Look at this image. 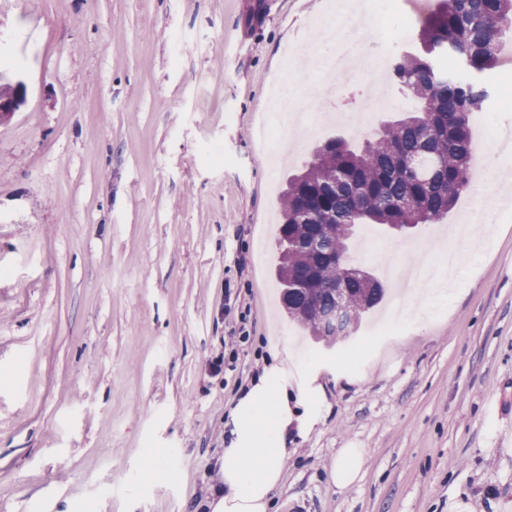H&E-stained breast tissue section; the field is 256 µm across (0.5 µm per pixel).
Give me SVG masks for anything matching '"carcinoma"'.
Instances as JSON below:
<instances>
[{"label":"carcinoma","instance_id":"obj_1","mask_svg":"<svg viewBox=\"0 0 512 512\" xmlns=\"http://www.w3.org/2000/svg\"><path fill=\"white\" fill-rule=\"evenodd\" d=\"M512 27V0H440L420 27L421 51L396 56L390 76L421 105L353 148L342 137L316 147L288 179L276 278L288 317L319 341L350 335L382 300L381 283L354 266L349 240L362 224H437L470 187L469 117L491 95L484 75ZM318 237L322 250L307 247ZM347 297L338 312L336 288ZM337 316L335 324L319 318Z\"/></svg>","mask_w":512,"mask_h":512}]
</instances>
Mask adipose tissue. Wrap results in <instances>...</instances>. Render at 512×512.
<instances>
[{"mask_svg": "<svg viewBox=\"0 0 512 512\" xmlns=\"http://www.w3.org/2000/svg\"><path fill=\"white\" fill-rule=\"evenodd\" d=\"M286 339L269 341L262 373L227 411L231 439L216 467L217 484L204 500L207 512H272L291 454L288 430L309 433L325 409L324 379L360 382L346 360L293 370Z\"/></svg>", "mask_w": 512, "mask_h": 512, "instance_id": "adipose-tissue-1", "label": "adipose tissue"}]
</instances>
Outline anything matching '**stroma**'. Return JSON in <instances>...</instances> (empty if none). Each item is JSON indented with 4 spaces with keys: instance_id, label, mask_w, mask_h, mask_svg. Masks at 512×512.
<instances>
[{
    "instance_id": "obj_1",
    "label": "stroma",
    "mask_w": 512,
    "mask_h": 512,
    "mask_svg": "<svg viewBox=\"0 0 512 512\" xmlns=\"http://www.w3.org/2000/svg\"><path fill=\"white\" fill-rule=\"evenodd\" d=\"M335 0H0V80L25 98L0 120V512H202L224 416L259 376L270 337L298 361L355 355L360 384L290 437L276 512H512V206L448 308L414 300L403 339L381 326L402 290L390 262L447 256L440 224L361 227L355 266L385 289L356 332L314 340L275 277L289 173L328 138L364 141L416 103L366 67L344 123L297 96L274 149L255 142L272 81L332 84L295 62ZM371 52L420 47L437 0H376ZM402 101L369 111L366 93ZM167 451L152 474L153 449ZM364 465L328 481L339 449Z\"/></svg>"
}]
</instances>
